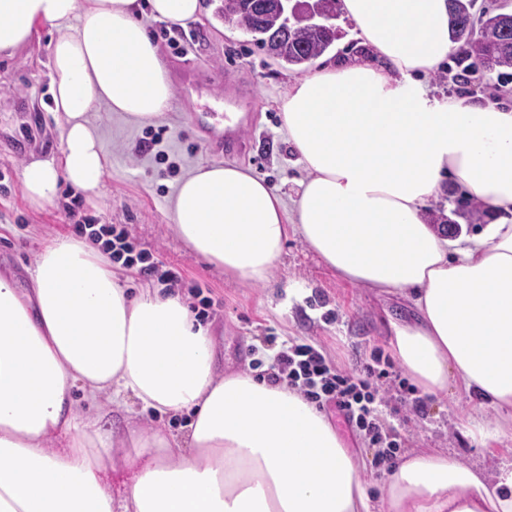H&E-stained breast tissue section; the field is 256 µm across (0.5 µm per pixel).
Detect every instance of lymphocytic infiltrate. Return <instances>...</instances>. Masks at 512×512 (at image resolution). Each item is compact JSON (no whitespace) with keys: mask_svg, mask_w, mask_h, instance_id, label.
I'll return each instance as SVG.
<instances>
[{"mask_svg":"<svg viewBox=\"0 0 512 512\" xmlns=\"http://www.w3.org/2000/svg\"><path fill=\"white\" fill-rule=\"evenodd\" d=\"M92 241L103 242L112 260L127 267L138 268L146 278L174 287L180 277L178 270L164 268L162 262L152 261L149 254L136 251L124 231L113 226L87 228L79 225ZM378 373L366 367L354 375L335 367L326 355L307 343H284L276 355V369L266 379L274 385H286L317 406L333 405L337 415L352 430L363 435L369 447L377 451V460L387 459L398 448V434L385 426L378 408L383 401L377 384Z\"/></svg>","mask_w":512,"mask_h":512,"instance_id":"obj_1","label":"lymphocytic infiltrate"}]
</instances>
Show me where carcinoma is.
Wrapping results in <instances>:
<instances>
[{"label":"carcinoma","mask_w":512,"mask_h":512,"mask_svg":"<svg viewBox=\"0 0 512 512\" xmlns=\"http://www.w3.org/2000/svg\"><path fill=\"white\" fill-rule=\"evenodd\" d=\"M218 12L224 16V21L236 24L256 37L257 44L266 54H276L298 74L328 51L334 42L305 17L288 23L272 9H251L249 0H221ZM499 16L498 12L483 10L471 19L461 17L460 28L450 29L452 41L459 44L455 81L465 84L485 69L512 68V27L503 26Z\"/></svg>","instance_id":"1"}]
</instances>
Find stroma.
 I'll use <instances>...</instances> for the list:
<instances>
[{
    "label": "stroma",
    "instance_id": "obj_1",
    "mask_svg": "<svg viewBox=\"0 0 512 512\" xmlns=\"http://www.w3.org/2000/svg\"><path fill=\"white\" fill-rule=\"evenodd\" d=\"M202 2L204 14L184 26L196 38L188 54L171 47L164 22L145 21L174 86H181L185 74L202 73L189 99L173 96L169 109L146 123L103 105L89 112L107 158L93 197L63 180L55 200L38 206L22 187V168L31 157L62 158L61 128L49 110L48 63L56 29L38 27L13 54H0V269L26 276L44 242L58 235L77 237L78 224L123 228L136 249L180 271L177 291L200 323L210 326L218 364L225 371L248 370L255 359L271 366L282 343L292 341L313 345L354 374L382 355L390 367L380 381L381 418L399 435L398 455L448 448L467 464L493 470L499 458L512 457V432L478 442L462 426L472 411L467 399L453 392L443 399L422 396L389 343L388 319L402 311L404 299L336 278L296 235L289 236L269 281L257 285L225 274L223 267L194 255L177 236L170 201L181 179L199 166L238 163L287 202L307 177L288 142L281 113L295 72L259 50L251 34L224 22L215 12V0ZM427 84L440 99L479 94L512 105V71H487L468 85L433 74ZM228 112L247 126L246 151L232 155L205 146L194 127L198 114H208L211 123L220 125ZM151 130L161 132L166 160L138 155ZM417 400L423 404L419 412L413 406ZM324 413L345 444L364 459L363 478L372 497L380 498L385 467L376 463L375 449L340 422L334 408Z\"/></svg>",
    "mask_w": 512,
    "mask_h": 512
}]
</instances>
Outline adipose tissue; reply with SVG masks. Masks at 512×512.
Here are the masks:
<instances>
[{
  "label": "adipose tissue",
  "mask_w": 512,
  "mask_h": 512,
  "mask_svg": "<svg viewBox=\"0 0 512 512\" xmlns=\"http://www.w3.org/2000/svg\"><path fill=\"white\" fill-rule=\"evenodd\" d=\"M366 53L295 79L282 103L308 172L293 208L232 163L184 176L174 229L225 273L268 279L289 234L339 279L407 302L390 344L422 395L454 391L512 430V107L431 98L452 42L448 0H342ZM200 0H0V53L55 27L53 111L62 159L22 170L48 203L67 179L97 193L106 170L87 119L104 105L165 112L168 71L142 15L196 20ZM458 186L490 221L452 240L428 202ZM188 415L180 434L108 413ZM363 465L312 403L284 385L222 375L207 327L177 295L130 293L85 241L45 246L27 282L0 271V512H512V460L493 474L444 451L412 453L372 506ZM129 477L113 498L105 473Z\"/></svg>",
  "instance_id": "ef3b65f1"
}]
</instances>
